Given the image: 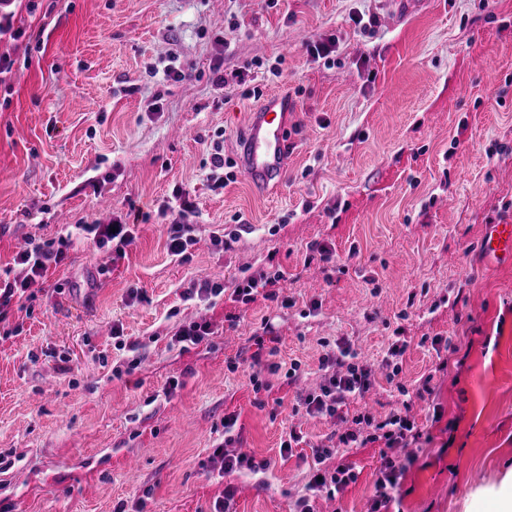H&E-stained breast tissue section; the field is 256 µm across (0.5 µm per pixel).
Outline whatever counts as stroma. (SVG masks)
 <instances>
[{"instance_id":"1","label":"stroma","mask_w":512,"mask_h":512,"mask_svg":"<svg viewBox=\"0 0 512 512\" xmlns=\"http://www.w3.org/2000/svg\"><path fill=\"white\" fill-rule=\"evenodd\" d=\"M15 24L23 36L0 39V271L28 241L70 246L0 310V512H212L228 486L234 512H289L304 495L314 512H366L381 443L325 461L357 476L334 498L308 492L309 445L279 453L288 427L310 442L338 428L293 406L341 338L376 379L344 414L403 410L424 429L394 451L412 460L401 512H492L512 487V262L490 263L481 242L512 224V0H428L402 22L387 0H43ZM332 36L331 58L313 59L307 42ZM256 58L264 98L292 100L286 176L273 193L215 190L203 163L217 143L236 157L257 101L215 91L211 68ZM173 66L191 77L170 80ZM177 185L199 211L187 263L158 215ZM133 210L144 221L125 257L84 230ZM279 269L272 299L183 298L206 277ZM267 319L277 361L299 370L263 374L256 392L249 338ZM201 321L212 336L173 342ZM396 333L408 348L393 369ZM241 452L267 472H225Z\"/></svg>"}]
</instances>
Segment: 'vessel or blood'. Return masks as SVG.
<instances>
[{"instance_id": "1", "label": "vessel or blood", "mask_w": 512, "mask_h": 512, "mask_svg": "<svg viewBox=\"0 0 512 512\" xmlns=\"http://www.w3.org/2000/svg\"><path fill=\"white\" fill-rule=\"evenodd\" d=\"M288 108L270 100L252 112L240 147L238 173L255 187L279 182L286 167ZM483 250L487 258H512V224H494L488 229Z\"/></svg>"}]
</instances>
